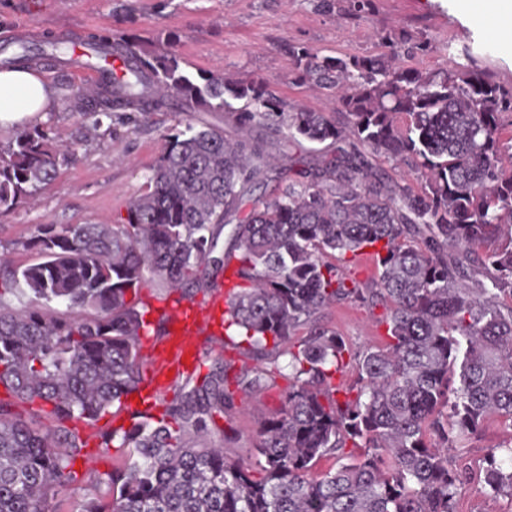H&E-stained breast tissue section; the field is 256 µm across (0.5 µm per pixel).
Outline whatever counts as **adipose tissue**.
I'll use <instances>...</instances> for the list:
<instances>
[{
	"label": "adipose tissue",
	"instance_id": "ef3b65f1",
	"mask_svg": "<svg viewBox=\"0 0 512 512\" xmlns=\"http://www.w3.org/2000/svg\"><path fill=\"white\" fill-rule=\"evenodd\" d=\"M466 17L491 22L495 41L512 51V0H454ZM55 90L30 63L0 69V128L11 127L52 111Z\"/></svg>",
	"mask_w": 512,
	"mask_h": 512
}]
</instances>
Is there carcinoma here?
I'll list each match as a JSON object with an SVG mask.
<instances>
[{
	"mask_svg": "<svg viewBox=\"0 0 512 512\" xmlns=\"http://www.w3.org/2000/svg\"><path fill=\"white\" fill-rule=\"evenodd\" d=\"M91 47L126 60L94 113L222 109L227 94L254 103L238 113L242 124L263 121L310 142L348 133L373 152L412 158L425 185L416 193L389 183L356 150L301 173L305 181L237 221L262 146L209 128L167 140L127 223L38 228L23 247L43 261L0 278V512H456L467 484L450 464L456 440L490 414L512 423V232L503 234L512 168L498 138L512 91L457 67L424 75L381 57L320 60L298 49L306 77L343 90L342 129L325 112L286 109L264 81L195 79L176 57L142 58L122 38ZM66 160L45 134L20 132L0 149V210L51 183ZM490 239L498 246L481 252ZM367 247L375 296L389 303L387 342L354 352L316 316L364 301L342 260ZM210 263L239 280L224 331L244 337L249 353L288 355V401L255 432L254 466L224 455L212 426L233 405L230 384L247 394L272 372L231 360L188 374L159 417L136 408L127 427L98 426L145 379L150 323L128 295L147 275L172 290L213 288L202 277ZM475 265L494 269L491 287L465 286ZM8 293L26 305L12 307ZM350 367L352 385L331 383ZM71 421L94 429L99 447L122 449L97 479L104 489L79 500L74 465L86 441ZM349 447L361 453L316 470ZM482 483L512 496V442L486 459Z\"/></svg>",
	"mask_w": 512,
	"mask_h": 512,
	"instance_id": "1",
	"label": "carcinoma"
}]
</instances>
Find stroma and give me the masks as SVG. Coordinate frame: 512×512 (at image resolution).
<instances>
[{
  "label": "stroma",
  "mask_w": 512,
  "mask_h": 512,
  "mask_svg": "<svg viewBox=\"0 0 512 512\" xmlns=\"http://www.w3.org/2000/svg\"><path fill=\"white\" fill-rule=\"evenodd\" d=\"M97 34L125 38L149 57L166 51L191 75L223 71L236 80H262L284 103L329 113L346 123L334 91L304 76L292 51L306 47L325 57L397 55L399 64L424 74L456 65L482 72L512 90V55L490 40L489 25L459 15L452 0H0V44L13 40L51 80L52 111L27 123L47 135L53 147L70 150L54 182L12 209L0 211V255L17 266L40 262L23 244L43 224H122L130 202L147 191L152 168L170 135L188 129L223 131L229 142L263 145L266 166L240 206L272 199L287 188L299 167L316 169L352 137L321 143L291 141L262 123L236 120L245 101L225 111L182 112L163 107L152 112H113L94 117L85 108L98 90L77 65L36 55L38 47L59 39L69 43ZM384 305L336 303L318 317L336 329L352 350L383 345ZM286 379L245 395L235 393L229 416L219 420L215 438L234 460H249L252 430L273 418L285 403ZM512 440V424L487 416L478 432L453 454L471 481L456 512H512V498L487 495L480 474L487 455Z\"/></svg>",
  "instance_id": "obj_1"
}]
</instances>
